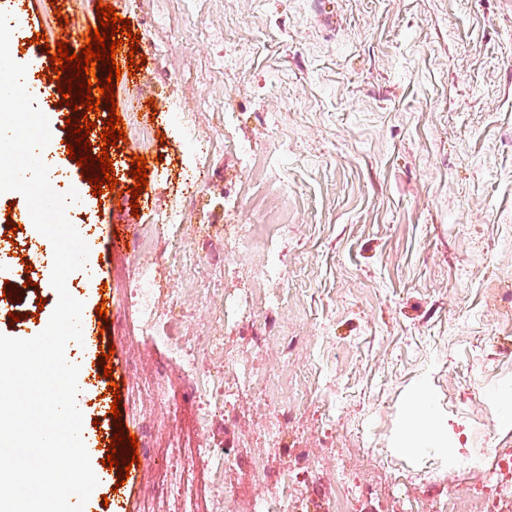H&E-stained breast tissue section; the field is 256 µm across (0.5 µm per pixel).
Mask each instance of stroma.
Instances as JSON below:
<instances>
[{
    "instance_id": "1",
    "label": "stroma",
    "mask_w": 512,
    "mask_h": 512,
    "mask_svg": "<svg viewBox=\"0 0 512 512\" xmlns=\"http://www.w3.org/2000/svg\"><path fill=\"white\" fill-rule=\"evenodd\" d=\"M141 41L161 44L136 74L115 84L124 125L142 120L148 145L118 142L109 157L121 196L100 210L80 204L103 249L112 290L104 326L125 434H141L151 406L130 398L128 367L166 361L160 339L137 333L128 269L170 268L198 286L220 278L226 295L265 293L252 321L223 298L193 308L182 336L224 325L228 349L277 370L253 333L276 321L298 337L286 372L306 389L295 407L269 391L231 398L225 427L202 428L198 399L176 392L177 412L155 416L150 465L118 493L144 512L151 470L169 447L192 457L194 512H211V485H232L238 512L278 498L250 459L264 449V423L287 417L267 466L295 453L318 461L299 473L302 512H328L336 466L361 491L351 512H403L390 474H412L413 498L445 495L483 478L512 448V0H106ZM205 97L186 130L171 101ZM147 160L148 184L130 193L132 155ZM179 208L182 221L155 214ZM289 221L297 234L250 250L224 273L226 225ZM156 225L153 250L123 243L126 225ZM425 389L438 444L404 448L406 409ZM235 449L228 468L199 446Z\"/></svg>"
}]
</instances>
